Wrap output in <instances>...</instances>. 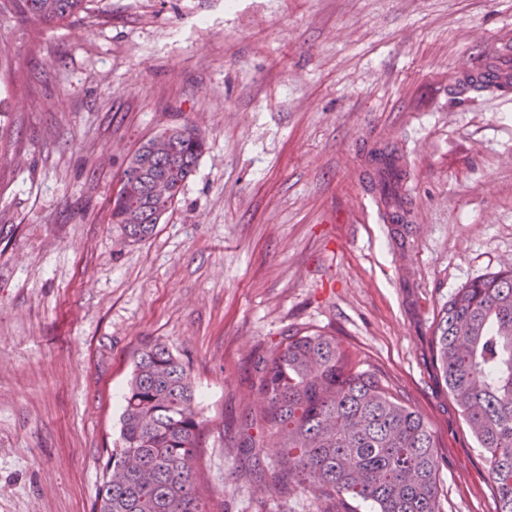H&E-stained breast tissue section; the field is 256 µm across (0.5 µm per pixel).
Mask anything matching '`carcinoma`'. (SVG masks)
I'll return each instance as SVG.
<instances>
[{"label": "carcinoma", "instance_id": "1", "mask_svg": "<svg viewBox=\"0 0 512 512\" xmlns=\"http://www.w3.org/2000/svg\"><path fill=\"white\" fill-rule=\"evenodd\" d=\"M89 2L0 0V30L20 26L35 41ZM160 136L169 148L155 136L144 142L110 201L109 223L129 243L153 235L206 149L193 127ZM368 161L380 217L403 249L412 215L404 157L387 145ZM156 179L171 188L163 201L150 193ZM429 347L436 377L484 449L496 512H512V268L459 288L439 311ZM253 371L243 451H274L275 495L308 492L318 512H359L364 503L373 512H441L430 426L381 371L352 360L333 336L299 331L259 355ZM208 431L185 361L164 344L138 349L92 512H223L205 474Z\"/></svg>", "mask_w": 512, "mask_h": 512}]
</instances>
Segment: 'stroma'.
Masks as SVG:
<instances>
[{
  "label": "stroma",
  "instance_id": "1",
  "mask_svg": "<svg viewBox=\"0 0 512 512\" xmlns=\"http://www.w3.org/2000/svg\"><path fill=\"white\" fill-rule=\"evenodd\" d=\"M512 48V0H92L30 41L0 32V512H91L138 348L189 362L224 512H314L252 479L255 357L335 336L427 420L442 512H496L483 449L429 336L465 283L512 264V90L460 92ZM208 148L147 240L107 207L164 129ZM408 161L405 248L366 152Z\"/></svg>",
  "mask_w": 512,
  "mask_h": 512
}]
</instances>
